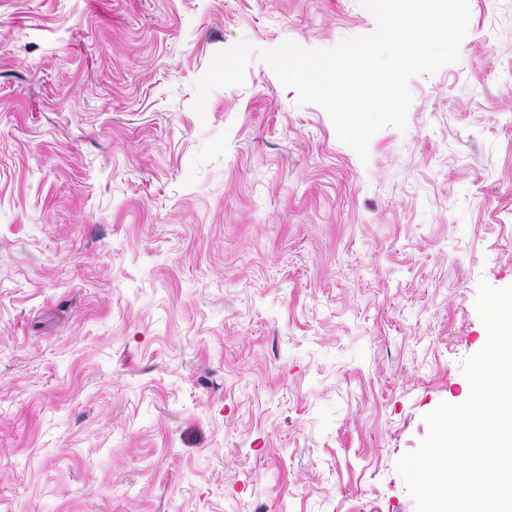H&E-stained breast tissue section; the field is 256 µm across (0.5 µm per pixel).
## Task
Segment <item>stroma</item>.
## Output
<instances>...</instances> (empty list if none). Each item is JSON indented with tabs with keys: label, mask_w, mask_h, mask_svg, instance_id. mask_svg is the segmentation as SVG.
I'll list each match as a JSON object with an SVG mask.
<instances>
[{
	"label": "stroma",
	"mask_w": 512,
	"mask_h": 512,
	"mask_svg": "<svg viewBox=\"0 0 512 512\" xmlns=\"http://www.w3.org/2000/svg\"><path fill=\"white\" fill-rule=\"evenodd\" d=\"M368 161L260 51L361 0H0V512H416L512 286V0Z\"/></svg>",
	"instance_id": "35a3bbf8"
}]
</instances>
